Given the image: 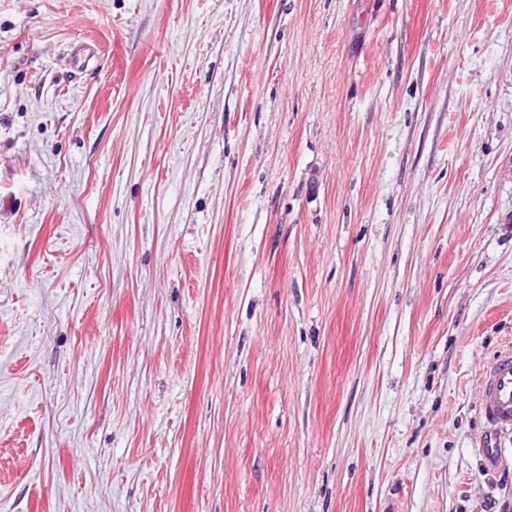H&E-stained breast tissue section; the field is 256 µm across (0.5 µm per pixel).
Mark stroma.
<instances>
[{"label":"stroma","instance_id":"1","mask_svg":"<svg viewBox=\"0 0 512 512\" xmlns=\"http://www.w3.org/2000/svg\"><path fill=\"white\" fill-rule=\"evenodd\" d=\"M509 346L512 0H0V512H512ZM480 410L491 428L477 449L487 471H497L504 462L500 437L512 431V348L499 351L480 372Z\"/></svg>","mask_w":512,"mask_h":512}]
</instances>
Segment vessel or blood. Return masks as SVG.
Returning <instances> with one entry per match:
<instances>
[{"instance_id": "1", "label": "vessel or blood", "mask_w": 512, "mask_h": 512, "mask_svg": "<svg viewBox=\"0 0 512 512\" xmlns=\"http://www.w3.org/2000/svg\"><path fill=\"white\" fill-rule=\"evenodd\" d=\"M480 410L490 427L479 444L478 455L486 470H498L505 454L502 434L512 431V348L499 351L480 372Z\"/></svg>"}]
</instances>
